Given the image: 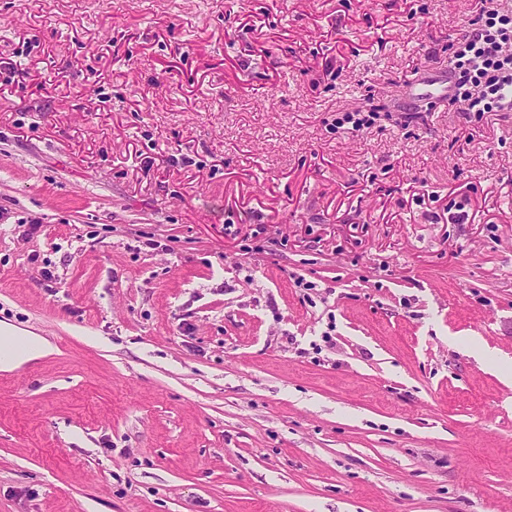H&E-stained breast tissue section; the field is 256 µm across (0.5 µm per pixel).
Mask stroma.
<instances>
[{
	"label": "stroma",
	"mask_w": 512,
	"mask_h": 512,
	"mask_svg": "<svg viewBox=\"0 0 512 512\" xmlns=\"http://www.w3.org/2000/svg\"><path fill=\"white\" fill-rule=\"evenodd\" d=\"M480 9L0 0V512H512V111L404 103ZM0 336V369L12 370L25 362L47 354L49 345L39 336H15L3 327Z\"/></svg>",
	"instance_id": "obj_1"
}]
</instances>
